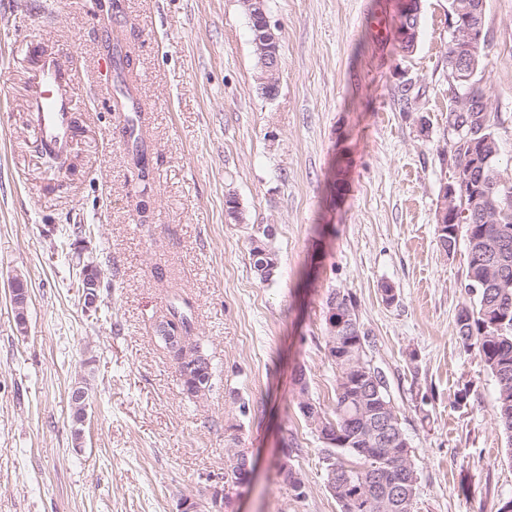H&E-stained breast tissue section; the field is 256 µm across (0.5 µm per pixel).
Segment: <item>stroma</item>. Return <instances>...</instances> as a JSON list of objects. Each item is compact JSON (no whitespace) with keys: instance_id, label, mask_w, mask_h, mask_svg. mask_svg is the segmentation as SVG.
<instances>
[{"instance_id":"obj_1","label":"stroma","mask_w":512,"mask_h":512,"mask_svg":"<svg viewBox=\"0 0 512 512\" xmlns=\"http://www.w3.org/2000/svg\"><path fill=\"white\" fill-rule=\"evenodd\" d=\"M0 0V512H178L206 502L230 461L224 425L254 468L236 512H340L323 445L298 409L303 368L335 400L326 298L352 294L418 472L414 512H495L512 499V451L495 423L496 384L455 335L466 247L445 252L438 200L451 181L448 0H420L412 51L398 0H268L279 89L257 82L239 0ZM482 84L512 177V0H485ZM118 39L131 71L97 74ZM55 49L80 75L72 173L51 189L28 79ZM129 86L152 167L147 223L131 189L132 144L114 109ZM236 197L242 219L226 211ZM64 224H85L64 238ZM270 226L279 262L259 283L249 239ZM102 275L86 311L79 255ZM27 283L18 326L13 278ZM392 286L394 303L383 299ZM193 305L192 342L216 371L189 398L154 333L173 295ZM89 405L73 423L71 391ZM468 400L457 405L458 393ZM292 465L295 498L278 475Z\"/></svg>"}]
</instances>
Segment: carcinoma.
I'll return each mask as SVG.
<instances>
[{
    "mask_svg": "<svg viewBox=\"0 0 512 512\" xmlns=\"http://www.w3.org/2000/svg\"><path fill=\"white\" fill-rule=\"evenodd\" d=\"M448 124L463 128L459 147L453 152L455 167L460 169L458 198L475 209L466 224H445L438 234L447 252L464 241L467 250L465 302L456 318V339L468 352H475L496 382L495 415L512 449V285L504 288L496 273L490 271L491 257L501 258L502 245L509 241L508 278L512 280V179L498 181L497 158L484 172L480 182L466 176L467 156L490 154L498 144L495 127L501 124L496 112H448ZM269 227H259L250 238L249 260L252 271L262 283L273 281L278 268L276 253L269 240ZM326 323L339 327L336 335L327 336L328 358L336 368L335 405L327 414L315 402L304 415L324 445L325 457L332 458L326 468L328 486L342 512H412L418 481L417 470L407 446L408 438L401 426L382 372L371 364L367 350L368 335L356 314V301L347 293L332 292L327 301ZM168 312L178 313L184 335L191 330L189 303L173 298ZM187 352L179 366L182 391L201 397L197 384L214 377V368L200 346L186 342ZM382 412L392 444L377 450L368 442L361 422L371 413ZM247 472L241 458L231 465L224 479L238 487L245 483ZM387 490L382 508L369 503L373 487Z\"/></svg>",
    "mask_w": 512,
    "mask_h": 512,
    "instance_id": "cac0c4a2",
    "label": "carcinoma"
}]
</instances>
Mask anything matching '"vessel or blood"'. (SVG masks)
I'll use <instances>...</instances> for the list:
<instances>
[{
	"label": "vessel or blood",
	"instance_id": "b4317fda",
	"mask_svg": "<svg viewBox=\"0 0 512 512\" xmlns=\"http://www.w3.org/2000/svg\"><path fill=\"white\" fill-rule=\"evenodd\" d=\"M38 90L31 106L39 115L42 142L52 148H63L72 121L71 81L65 78L56 61L44 59L36 75Z\"/></svg>",
	"mask_w": 512,
	"mask_h": 512
}]
</instances>
